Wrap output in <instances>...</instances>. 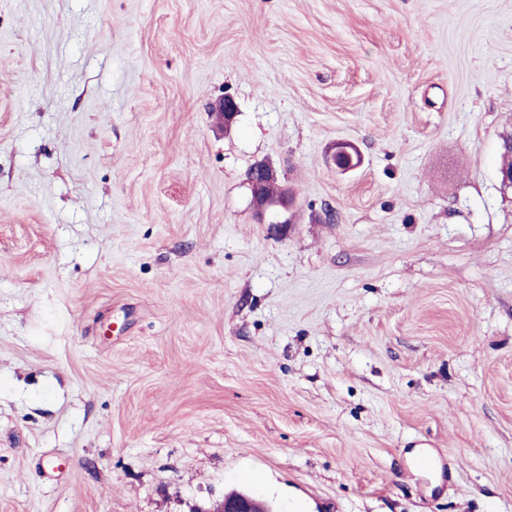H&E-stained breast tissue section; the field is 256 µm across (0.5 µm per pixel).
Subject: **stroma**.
<instances>
[{"label": "stroma", "instance_id": "obj_1", "mask_svg": "<svg viewBox=\"0 0 512 512\" xmlns=\"http://www.w3.org/2000/svg\"><path fill=\"white\" fill-rule=\"evenodd\" d=\"M506 131L512 0H0V512H512ZM329 160L336 171L341 173L354 170L362 163V157L358 149L346 141L336 143ZM249 183L252 192V203L256 215L262 224H265L267 213L276 207L290 210L294 205L292 193L279 184L276 170L269 164L260 162L255 164L249 171ZM277 186V195H270L268 187ZM205 512H259L256 509L254 497L242 493L225 495L221 500L213 503L212 507L204 509Z\"/></svg>", "mask_w": 512, "mask_h": 512}]
</instances>
